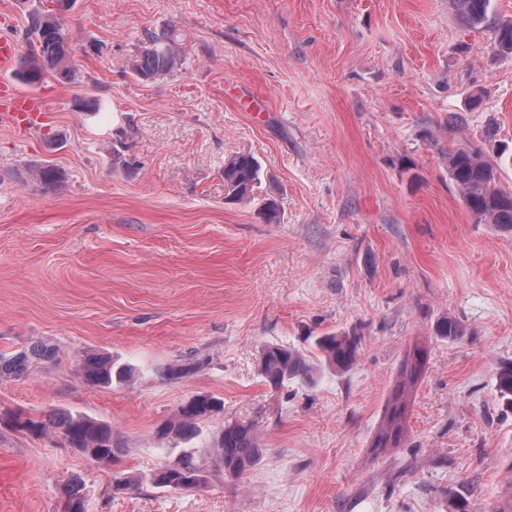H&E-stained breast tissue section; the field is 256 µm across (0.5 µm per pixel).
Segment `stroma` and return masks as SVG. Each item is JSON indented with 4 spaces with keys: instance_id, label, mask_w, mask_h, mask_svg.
<instances>
[{
    "instance_id": "1",
    "label": "stroma",
    "mask_w": 512,
    "mask_h": 512,
    "mask_svg": "<svg viewBox=\"0 0 512 512\" xmlns=\"http://www.w3.org/2000/svg\"><path fill=\"white\" fill-rule=\"evenodd\" d=\"M39 0H0V36L25 32ZM467 25L448 0H74L75 83L36 89L52 121L0 123V353L55 350L26 377L0 378V413L85 414L122 452L97 467L60 437L0 424V512H61L80 477L88 512H496L512 490V403L496 387L512 362V231L474 223L448 177L449 148L477 147L512 191V55L490 0ZM177 29L180 72L137 79L146 33ZM237 95L266 102L255 123ZM98 101L99 111L82 105ZM263 166L251 204L224 200V160ZM65 175L44 190L19 172ZM282 203L265 223V198ZM463 336L435 332L443 317ZM357 330V364L276 390L263 345L313 353ZM430 360L404 448L370 443L409 345ZM133 367L96 387L85 358ZM198 368L169 380L165 367ZM197 394L221 418L185 443L159 426ZM255 423L263 454L243 479L209 467L173 490L150 475L187 450L207 462L225 422ZM138 485L112 493L113 470Z\"/></svg>"
}]
</instances>
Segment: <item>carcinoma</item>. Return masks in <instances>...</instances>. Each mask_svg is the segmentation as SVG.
Segmentation results:
<instances>
[{
	"label": "carcinoma",
	"mask_w": 512,
	"mask_h": 512,
	"mask_svg": "<svg viewBox=\"0 0 512 512\" xmlns=\"http://www.w3.org/2000/svg\"><path fill=\"white\" fill-rule=\"evenodd\" d=\"M448 3L468 25L480 26L485 23L489 0H448ZM26 35L34 36L35 43L31 44V53L25 57L19 69L18 76L22 82L36 84L46 73L63 84L76 80L72 38L60 20L50 22L44 11L39 10L32 14ZM175 45L177 36L172 31L146 34V46L132 62L135 75L148 81L176 73L181 66V58ZM494 45L500 51L512 53V21L497 28ZM448 176L460 192L474 223L512 229V192L498 187L496 168L482 151L468 146L449 148ZM22 178L47 190L63 182V173L53 167L33 165L25 168ZM261 178V165L253 156L242 154L228 157L224 160L225 199L235 202L248 200L261 184ZM436 335L453 339L463 335V328L457 321L446 317L438 322ZM314 347L331 370L347 372L357 363L361 335L352 331L317 336ZM429 354L428 346L423 343H416L406 350L392 395L372 440V452L381 454L403 447L407 437L410 395L426 372ZM53 355V349L43 343L12 355L0 354V377L19 379L26 375L33 360L48 359ZM259 372L267 385L279 389L290 381L312 382L315 365L306 354L294 347L266 344L261 349ZM131 373V367L109 356H92L82 366V376L92 386L109 387L114 382L123 384L130 379ZM496 380L500 396L512 401V363L498 368ZM223 411L221 399L197 394L190 403L180 406L172 419L161 425L158 434H171L188 441L196 436L199 423L214 419ZM6 421L11 428L31 435L57 433L69 447L98 466H116L118 446L112 438V427L87 415L53 410L36 419L11 413ZM262 452L258 428L254 423L229 422L215 437L211 465L224 472V477L237 480L257 463ZM202 472L203 464L192 454L184 452L149 478V482L175 490L192 489L201 483ZM85 501L84 484L75 477L69 484L64 512H86Z\"/></svg>",
	"instance_id": "1"
}]
</instances>
